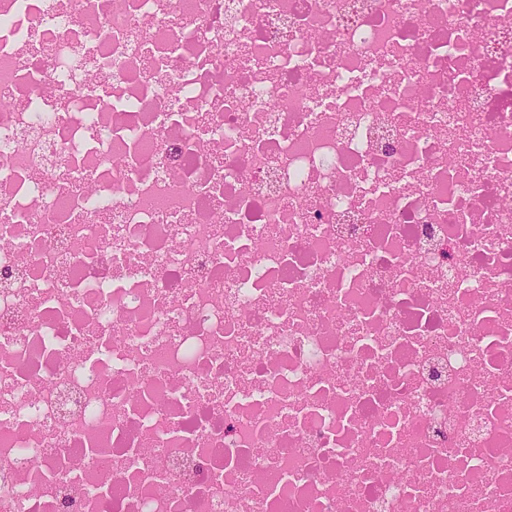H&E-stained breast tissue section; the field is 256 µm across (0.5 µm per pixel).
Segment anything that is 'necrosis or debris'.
Instances as JSON below:
<instances>
[{
	"instance_id": "1",
	"label": "necrosis or debris",
	"mask_w": 512,
	"mask_h": 512,
	"mask_svg": "<svg viewBox=\"0 0 512 512\" xmlns=\"http://www.w3.org/2000/svg\"><path fill=\"white\" fill-rule=\"evenodd\" d=\"M0 0V512H512V0Z\"/></svg>"
}]
</instances>
